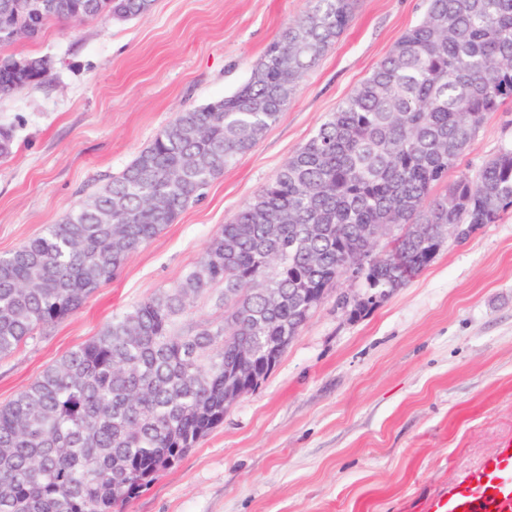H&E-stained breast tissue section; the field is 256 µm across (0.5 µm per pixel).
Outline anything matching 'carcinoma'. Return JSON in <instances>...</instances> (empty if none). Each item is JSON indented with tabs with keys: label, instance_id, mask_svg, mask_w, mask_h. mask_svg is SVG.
I'll use <instances>...</instances> for the list:
<instances>
[{
	"label": "carcinoma",
	"instance_id": "carcinoma-1",
	"mask_svg": "<svg viewBox=\"0 0 512 512\" xmlns=\"http://www.w3.org/2000/svg\"><path fill=\"white\" fill-rule=\"evenodd\" d=\"M154 0H0L14 25L146 16ZM355 0H310L234 94L181 112L112 181L59 224L0 257V356L79 309L239 156L347 30ZM22 91L0 68V97ZM512 100V0H428L422 19L224 224L170 289L115 316L89 343L0 405V512H122L224 421L228 372L248 347L298 334L308 294L347 263L367 304L406 285L458 240L512 208V144L448 182L485 116ZM446 193L430 199L433 187ZM395 224L371 257L367 228ZM214 284L224 319L178 318Z\"/></svg>",
	"mask_w": 512,
	"mask_h": 512
}]
</instances>
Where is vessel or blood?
Instances as JSON below:
<instances>
[{
  "instance_id": "vessel-or-blood-1",
  "label": "vessel or blood",
  "mask_w": 512,
  "mask_h": 512,
  "mask_svg": "<svg viewBox=\"0 0 512 512\" xmlns=\"http://www.w3.org/2000/svg\"><path fill=\"white\" fill-rule=\"evenodd\" d=\"M424 512H512V438L448 490L428 499Z\"/></svg>"
}]
</instances>
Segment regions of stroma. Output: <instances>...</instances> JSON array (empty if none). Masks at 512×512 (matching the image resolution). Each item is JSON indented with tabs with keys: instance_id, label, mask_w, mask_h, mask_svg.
Here are the masks:
<instances>
[{
	"instance_id": "stroma-1",
	"label": "stroma",
	"mask_w": 512,
	"mask_h": 512,
	"mask_svg": "<svg viewBox=\"0 0 512 512\" xmlns=\"http://www.w3.org/2000/svg\"><path fill=\"white\" fill-rule=\"evenodd\" d=\"M309 0H155L143 18L53 23L0 47L47 56L49 83L0 98V256L61 223L179 112L235 92ZM426 0H357L354 19L252 151L63 321L0 358V404L176 285L230 216L418 23ZM512 143V102L486 116L459 172ZM344 275L255 391L124 512H421L512 435V209L448 238L403 288L360 316Z\"/></svg>"
}]
</instances>
